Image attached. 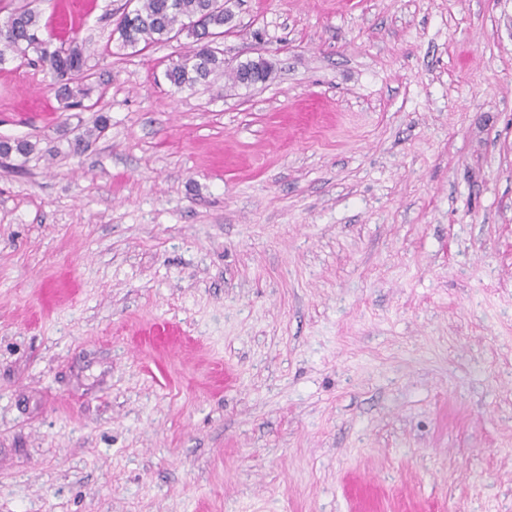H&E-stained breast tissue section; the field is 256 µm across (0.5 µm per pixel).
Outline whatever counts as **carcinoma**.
<instances>
[{
    "label": "carcinoma",
    "mask_w": 512,
    "mask_h": 512,
    "mask_svg": "<svg viewBox=\"0 0 512 512\" xmlns=\"http://www.w3.org/2000/svg\"><path fill=\"white\" fill-rule=\"evenodd\" d=\"M227 24L224 0H137L134 9L122 12L116 30L121 47L136 53L183 33L192 38V47L165 72L170 85L179 90L224 75V51L216 42L224 36ZM43 29L39 11L27 5L10 10L0 21V65L10 52L15 58L41 66L51 75L57 96L67 101V107H78L89 95L82 77V46L74 40L56 45L43 36ZM34 151L35 144L27 140L0 146L4 158L23 163Z\"/></svg>",
    "instance_id": "carcinoma-1"
}]
</instances>
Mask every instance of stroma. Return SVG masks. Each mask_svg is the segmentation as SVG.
Listing matches in <instances>:
<instances>
[{"mask_svg":"<svg viewBox=\"0 0 512 512\" xmlns=\"http://www.w3.org/2000/svg\"><path fill=\"white\" fill-rule=\"evenodd\" d=\"M127 5L0 66V512H512V0H237L182 90ZM44 28L41 13L28 4L11 9L0 22V65L6 62L7 51L13 54V59L40 65L51 75L52 88L58 97L67 101L66 107L81 106L89 95L81 76L85 67L82 46L75 40L68 46L56 45L52 39L44 38ZM30 54L35 58H30Z\"/></svg>","mask_w":512,"mask_h":512,"instance_id":"stroma-1","label":"stroma"}]
</instances>
